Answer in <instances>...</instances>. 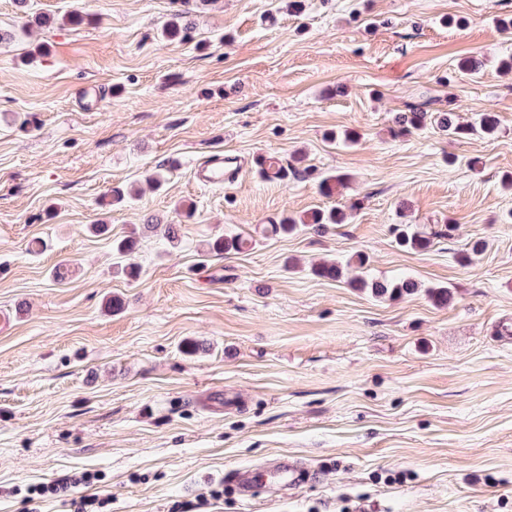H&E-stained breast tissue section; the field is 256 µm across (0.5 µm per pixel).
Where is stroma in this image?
<instances>
[{
	"mask_svg": "<svg viewBox=\"0 0 512 512\" xmlns=\"http://www.w3.org/2000/svg\"><path fill=\"white\" fill-rule=\"evenodd\" d=\"M182 12L186 41L166 31ZM39 14L50 25L26 26ZM502 19L512 0H0V512H78L91 495L97 512H512ZM419 104L494 113L498 133L400 131ZM217 150L239 176L198 184ZM266 155L308 173L265 180ZM331 174L345 183L326 196ZM115 187L135 199L111 206ZM334 206L349 223L269 230ZM398 224L430 246L400 248ZM130 234L135 280L112 269ZM221 235L250 245L208 253ZM357 253L344 279L310 270ZM359 275L420 290L378 300ZM437 285L448 306L426 296ZM283 455L315 476L240 495L236 472ZM43 484L67 490L30 499Z\"/></svg>",
	"mask_w": 512,
	"mask_h": 512,
	"instance_id": "obj_1",
	"label": "stroma"
}]
</instances>
